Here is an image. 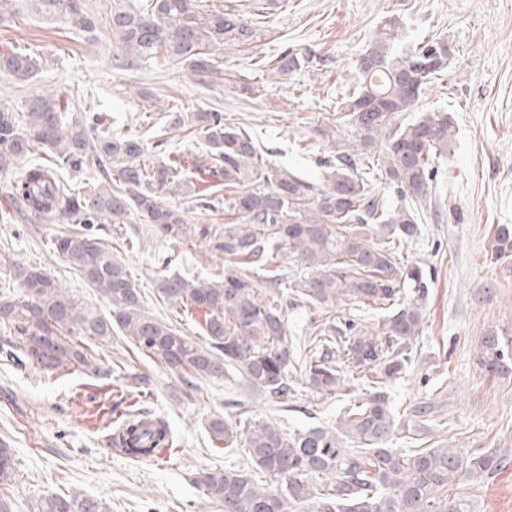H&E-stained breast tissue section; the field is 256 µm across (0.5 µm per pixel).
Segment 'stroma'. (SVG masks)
Wrapping results in <instances>:
<instances>
[{"instance_id":"35a3bbf8","label":"stroma","mask_w":512,"mask_h":512,"mask_svg":"<svg viewBox=\"0 0 512 512\" xmlns=\"http://www.w3.org/2000/svg\"><path fill=\"white\" fill-rule=\"evenodd\" d=\"M206 4L261 13L254 41L215 55L225 77L211 83L160 57L115 69L109 34L90 43L74 39L61 15L35 12L32 0H12L0 23V51H26L41 67L24 85L0 74V104L19 112L41 92L63 98L73 112L99 105L122 133L174 110L216 108L250 123L271 166L317 184L331 157L317 128L352 92L355 65L377 27L394 18L413 40L447 39L451 86H434L420 103L424 110H448L456 127L451 150L437 163L434 195L443 218L425 220L420 238L403 250L431 280L414 362L388 389L399 414L428 401L434 417L421 428L399 426L393 445L447 442L512 456V376L486 374L477 361L485 333L512 336V268L490 259L496 226L512 224V0H266L260 9L251 0ZM289 51L305 57L304 67L276 74L275 60ZM6 185L0 179V297L19 294L3 286L14 267L36 266L79 303L103 307L97 292L49 248L53 225L14 220ZM99 236L126 264L153 312L159 309L152 294L158 276L224 274L223 257L190 243L169 246L149 224L128 225L123 236L105 224ZM87 347L103 359L104 374L73 367L49 373L0 355V443L15 464L12 477L0 483L8 512H37L42 499L75 491L102 500L107 512H224L205 498L196 479L211 469L246 465L247 456L241 447H216L208 432L214 416L246 409L257 418L274 416L286 431L329 427L348 398L367 387L352 380L340 394L322 397L301 384L295 399L275 404L219 378L189 388L121 336ZM133 373L151 381L140 405L172 432L171 448L154 460L133 459L112 446L113 406ZM450 494L471 512H512V466L480 483L457 482Z\"/></svg>"}]
</instances>
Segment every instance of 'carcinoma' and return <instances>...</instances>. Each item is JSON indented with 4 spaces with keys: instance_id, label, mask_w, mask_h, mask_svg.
<instances>
[{
    "instance_id": "obj_1",
    "label": "carcinoma",
    "mask_w": 512,
    "mask_h": 512,
    "mask_svg": "<svg viewBox=\"0 0 512 512\" xmlns=\"http://www.w3.org/2000/svg\"><path fill=\"white\" fill-rule=\"evenodd\" d=\"M38 13L62 12L73 32L90 38L112 31L120 69L160 52L172 64L205 77L217 72L213 52L245 45L255 37L252 22L233 10H205L197 0H113L104 19L83 0H35ZM448 40L407 41L389 19L378 26L357 64L356 86L317 128L331 139L332 159L323 164L319 188L272 167L245 122H228L218 110L173 112L170 127L201 139V170L214 180V199L196 208L161 203L191 179L174 157L154 158L153 141L114 135L89 112L61 111L44 95L32 96L18 113L0 106V175L40 150L51 156L13 172L9 199L29 224H61L54 250L105 301L107 312L77 303L42 268L19 267L11 281L19 297L0 300V322L15 325L18 341L7 340L9 356L53 371L74 366L99 374L102 361L83 341L122 335L146 356L182 380L230 378L276 403L294 396L289 375L298 369L312 392L341 391L348 369L368 377L372 392L349 401L336 426L285 433L269 419L213 418L209 434L224 447L247 449L248 466L203 472L197 483L224 512H467L448 499V484L478 482L508 464V458L476 448H392L397 424L384 385L411 362L410 347L423 321L428 283L422 266L402 260L405 244L421 235V214L431 208L438 183L436 161L448 155L455 129L448 113L430 110L405 119L426 91L451 70ZM40 68L22 52L0 53V73L28 83ZM339 129L348 138L333 136ZM95 171L100 182L74 188L63 171ZM384 181L388 195L375 189ZM224 211L238 221H197ZM100 224H150L169 242L201 244L224 256L221 280L163 275L154 283L164 306L204 313L201 343L178 330L165 315L146 308L125 265L98 236ZM311 274L276 282L267 291L243 272L273 265L282 251ZM495 262L512 265V225L499 224L491 245ZM298 301L328 314L346 301L388 311L377 329L353 320L328 318L309 335H288L282 286ZM478 363L486 372L512 375V337L484 336ZM171 431L145 409L124 414L112 446L136 458H152L168 445ZM273 478L260 483L255 473ZM38 512H103L102 503L72 493L46 498Z\"/></svg>"
}]
</instances>
